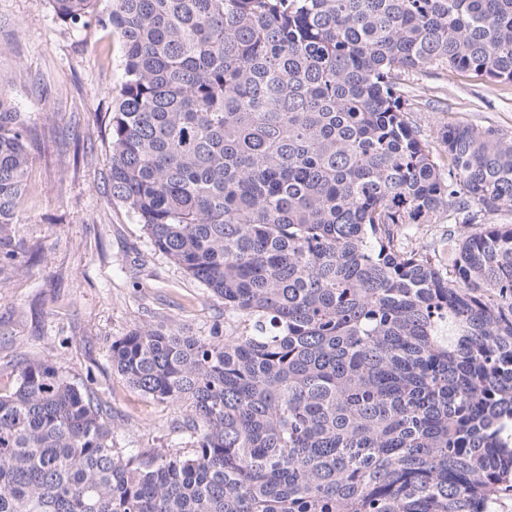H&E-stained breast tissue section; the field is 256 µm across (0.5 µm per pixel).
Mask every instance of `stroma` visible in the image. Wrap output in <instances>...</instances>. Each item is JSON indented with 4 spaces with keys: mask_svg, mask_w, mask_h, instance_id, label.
Here are the masks:
<instances>
[{
    "mask_svg": "<svg viewBox=\"0 0 512 512\" xmlns=\"http://www.w3.org/2000/svg\"><path fill=\"white\" fill-rule=\"evenodd\" d=\"M0 73L37 124L12 227L16 258L0 263V392L13 388L19 360H52L111 405L120 452H174L187 403L143 395L113 368L109 347L147 324L223 332L224 302L152 251L133 215L104 198L121 39L96 22L68 29L48 0H0ZM408 86L432 151L451 122L512 133L510 83L448 70L412 74Z\"/></svg>",
    "mask_w": 512,
    "mask_h": 512,
    "instance_id": "stroma-1",
    "label": "stroma"
}]
</instances>
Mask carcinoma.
I'll list each match as a JSON object with an SVG mask.
<instances>
[{"label":"carcinoma","mask_w":512,"mask_h":512,"mask_svg":"<svg viewBox=\"0 0 512 512\" xmlns=\"http://www.w3.org/2000/svg\"><path fill=\"white\" fill-rule=\"evenodd\" d=\"M123 43L104 197L224 300L222 341H112L191 452L112 448V408L50 360L0 393V512H493L512 494V134L406 77L512 83V0H49ZM0 74V255L35 126ZM448 217V265L407 244ZM431 72L414 73L407 84L415 100L410 101L415 103L412 119L435 154L441 148L440 133L450 122L512 133V84L449 69Z\"/></svg>","instance_id":"obj_1"}]
</instances>
